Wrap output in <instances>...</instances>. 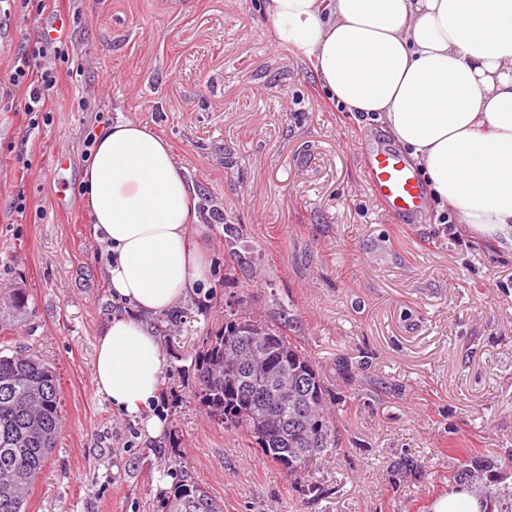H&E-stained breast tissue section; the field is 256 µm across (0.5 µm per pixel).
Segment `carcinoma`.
<instances>
[{
  "instance_id": "obj_1",
  "label": "carcinoma",
  "mask_w": 512,
  "mask_h": 512,
  "mask_svg": "<svg viewBox=\"0 0 512 512\" xmlns=\"http://www.w3.org/2000/svg\"><path fill=\"white\" fill-rule=\"evenodd\" d=\"M288 326L245 311L224 314V330L203 339L199 397L212 417L244 435L281 467L291 483L319 491L317 463L339 446L329 391ZM60 427L53 368L21 354H0V512H25L26 495L55 448ZM492 462L465 460L453 482L465 481L486 512H512V485L483 479ZM166 512H224L203 486L185 479Z\"/></svg>"
}]
</instances>
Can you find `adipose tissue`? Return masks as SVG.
I'll return each mask as SVG.
<instances>
[{"label": "adipose tissue", "instance_id": "adipose-tissue-1", "mask_svg": "<svg viewBox=\"0 0 512 512\" xmlns=\"http://www.w3.org/2000/svg\"><path fill=\"white\" fill-rule=\"evenodd\" d=\"M262 11L330 99L372 114L406 149L436 205L512 243V0H263ZM82 204L130 310L98 337L92 384L154 437L164 424L146 412L164 359L142 319L177 309L210 275L197 202L169 142L119 120L96 139Z\"/></svg>", "mask_w": 512, "mask_h": 512}]
</instances>
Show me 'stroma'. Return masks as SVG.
Wrapping results in <instances>:
<instances>
[{
    "instance_id": "1",
    "label": "stroma",
    "mask_w": 512,
    "mask_h": 512,
    "mask_svg": "<svg viewBox=\"0 0 512 512\" xmlns=\"http://www.w3.org/2000/svg\"><path fill=\"white\" fill-rule=\"evenodd\" d=\"M52 17L0 20V81ZM67 36L82 69L47 119L30 124L19 95L0 104V349L55 369L62 415L26 512H164L186 476L224 512H430L465 452L506 469L512 245L439 223L434 206L390 219L361 154L391 135L329 101L272 40L261 0H83ZM121 119L170 142L213 264L205 291L146 320L164 357L155 439L91 383L97 338L127 309L80 204L83 140ZM232 301L287 311L324 377L340 446L318 464L321 493L296 491L199 399L202 340Z\"/></svg>"
}]
</instances>
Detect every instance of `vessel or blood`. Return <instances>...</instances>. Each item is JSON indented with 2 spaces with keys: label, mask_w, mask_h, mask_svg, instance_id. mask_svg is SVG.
<instances>
[{
  "label": "vessel or blood",
  "mask_w": 512,
  "mask_h": 512,
  "mask_svg": "<svg viewBox=\"0 0 512 512\" xmlns=\"http://www.w3.org/2000/svg\"><path fill=\"white\" fill-rule=\"evenodd\" d=\"M363 169L372 196L391 218L402 222L425 212L427 199L420 175L400 150L379 142L368 145Z\"/></svg>",
  "instance_id": "1"
}]
</instances>
